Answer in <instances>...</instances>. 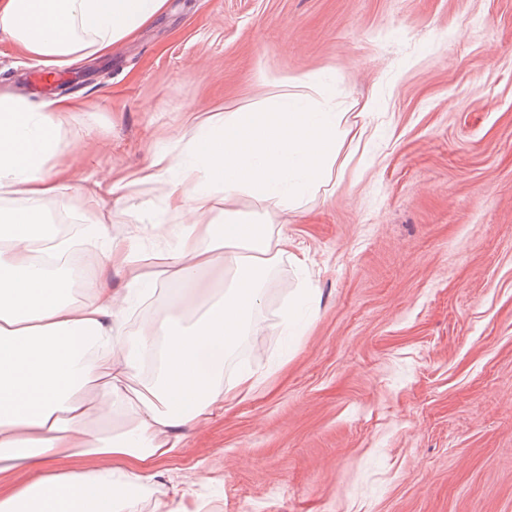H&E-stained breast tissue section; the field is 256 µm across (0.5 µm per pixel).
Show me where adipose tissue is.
<instances>
[{
    "label": "adipose tissue",
    "instance_id": "ef3b65f1",
    "mask_svg": "<svg viewBox=\"0 0 512 512\" xmlns=\"http://www.w3.org/2000/svg\"><path fill=\"white\" fill-rule=\"evenodd\" d=\"M167 0H0V37L44 65H72L109 53L158 18ZM270 105L216 112L181 135L190 163L160 153L149 167L112 182L111 191L148 182L177 216L163 231L174 251L146 257L113 241L108 225L81 232L105 245L104 260L133 287L164 273L180 285L163 312L127 328L124 293L86 276L85 298L68 301L72 281L39 260L69 255L71 241L39 237L42 205L70 206L82 185L61 144L76 104L36 106L0 96V474L37 468L0 494V512H136L137 489L158 478V461L183 432L209 422L255 380L224 382V358L256 325L268 271L288 239L262 213L235 208L248 195L285 208L332 178L344 140L359 144L364 121L330 112L327 89L309 77L272 78ZM192 325L176 329L182 317ZM155 350L160 370L137 399L126 383Z\"/></svg>",
    "mask_w": 512,
    "mask_h": 512
}]
</instances>
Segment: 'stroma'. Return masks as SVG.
<instances>
[{
	"mask_svg": "<svg viewBox=\"0 0 512 512\" xmlns=\"http://www.w3.org/2000/svg\"><path fill=\"white\" fill-rule=\"evenodd\" d=\"M307 75L375 137L342 181L270 208L288 253L258 311L257 386L189 429L139 490L195 512H512V0H169L132 42L68 66L62 143L98 188L62 224L171 250L153 185L193 117ZM302 324L285 336L281 314Z\"/></svg>",
	"mask_w": 512,
	"mask_h": 512,
	"instance_id": "stroma-1",
	"label": "stroma"
}]
</instances>
